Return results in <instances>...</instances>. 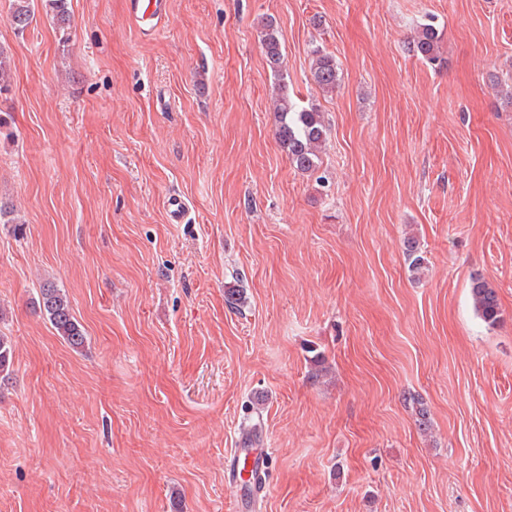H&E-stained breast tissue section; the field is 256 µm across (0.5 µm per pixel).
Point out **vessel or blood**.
<instances>
[{
  "mask_svg": "<svg viewBox=\"0 0 512 512\" xmlns=\"http://www.w3.org/2000/svg\"><path fill=\"white\" fill-rule=\"evenodd\" d=\"M131 17L161 20V0H129ZM272 453L264 448L229 449L225 461L224 482L232 497V512H252L256 501L267 494L271 485Z\"/></svg>",
  "mask_w": 512,
  "mask_h": 512,
  "instance_id": "1",
  "label": "vessel or blood"
}]
</instances>
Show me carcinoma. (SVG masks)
<instances>
[{"instance_id": "1", "label": "carcinoma", "mask_w": 512, "mask_h": 512, "mask_svg": "<svg viewBox=\"0 0 512 512\" xmlns=\"http://www.w3.org/2000/svg\"><path fill=\"white\" fill-rule=\"evenodd\" d=\"M41 5L45 14L59 29L65 31L71 26L68 0H9L12 22L19 31H24L35 17L36 5ZM442 31L433 24L418 27L409 50L428 64H435L440 58ZM262 52L266 65L279 78L276 86L277 103L275 137L289 162L303 173L314 174L320 170L321 153L327 138L328 126L324 113L316 106L299 107L288 93L284 83V56L281 50L279 31L273 22L263 25L261 36ZM12 60L0 47V91L10 83ZM311 77L324 93H333L340 84L339 69L335 57L319 48L312 51ZM409 271L419 276L426 269V258L419 242L409 238L404 242ZM40 296L36 310L45 316L55 331L74 350L85 346L86 336L72 314L70 300L61 288L46 283L39 289ZM470 298L475 314L487 325H496L501 317L500 303L495 288L480 276L471 278ZM13 345L10 337L0 334V379L9 373Z\"/></svg>"}]
</instances>
